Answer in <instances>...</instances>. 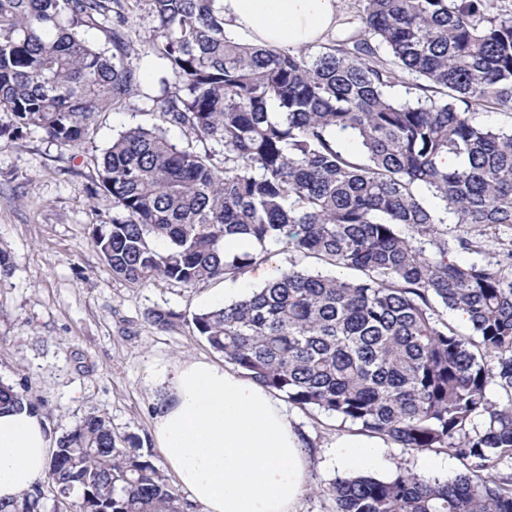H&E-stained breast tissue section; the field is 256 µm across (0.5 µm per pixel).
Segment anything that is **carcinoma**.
Instances as JSON below:
<instances>
[{
  "label": "carcinoma",
  "mask_w": 512,
  "mask_h": 512,
  "mask_svg": "<svg viewBox=\"0 0 512 512\" xmlns=\"http://www.w3.org/2000/svg\"><path fill=\"white\" fill-rule=\"evenodd\" d=\"M140 2L0 0V133L36 130L74 149L139 93L133 56L155 59V123L113 138L94 182L115 210L91 237L112 275L193 288L236 279L272 245L351 272L281 270L191 323L295 406L466 468L450 482L406 468L338 479L335 512H512V477L499 473L512 465V239L480 262L449 258L484 255L487 230L512 228V130L469 117L478 106L512 115V3L360 0L358 27L313 53L228 38L222 0H147L137 45ZM172 127L202 148L173 142ZM236 236L251 248L224 251ZM145 319L168 329L180 315ZM24 407L38 401L0 383V411ZM44 483L56 512L192 509L102 416L60 436L42 480L0 512H41Z\"/></svg>",
  "instance_id": "obj_1"
}]
</instances>
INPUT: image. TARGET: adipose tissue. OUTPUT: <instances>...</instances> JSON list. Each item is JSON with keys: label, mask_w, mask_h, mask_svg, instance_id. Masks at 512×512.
I'll list each match as a JSON object with an SVG mask.
<instances>
[{"label": "adipose tissue", "mask_w": 512, "mask_h": 512, "mask_svg": "<svg viewBox=\"0 0 512 512\" xmlns=\"http://www.w3.org/2000/svg\"><path fill=\"white\" fill-rule=\"evenodd\" d=\"M235 39L295 50L339 25L338 0H223ZM152 437L176 483L204 512H296L307 458L279 401L224 366L186 359L163 371ZM54 446L41 414H0V502L32 491Z\"/></svg>", "instance_id": "1"}]
</instances>
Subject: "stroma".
I'll list each match as a JSON object with an SVG mask.
<instances>
[{"instance_id": "stroma-1", "label": "stroma", "mask_w": 512, "mask_h": 512, "mask_svg": "<svg viewBox=\"0 0 512 512\" xmlns=\"http://www.w3.org/2000/svg\"><path fill=\"white\" fill-rule=\"evenodd\" d=\"M139 64L142 95L128 110L103 113L78 148L61 150L33 131L0 136V245L17 264L14 275L0 281V382L41 399L39 411L54 435L88 415L105 417L118 437L134 439L165 476L169 470L152 438L164 386L149 379L148 368L188 357L224 364L192 327L193 314L217 298L230 302L263 286L269 267L318 271L322 265L275 246L234 281L193 288L158 281L134 288L112 276L91 243L93 228L111 223L112 201L91 195L90 187L113 136L152 120L145 96L158 88L159 64L148 58ZM149 309L170 310L182 319L160 330L146 322ZM284 409L309 460V489L297 512H335L327 487L357 471L337 462L333 450L341 439L371 446L365 470L381 478L402 467L448 480L465 471L446 453L404 449L290 403Z\"/></svg>"}]
</instances>
